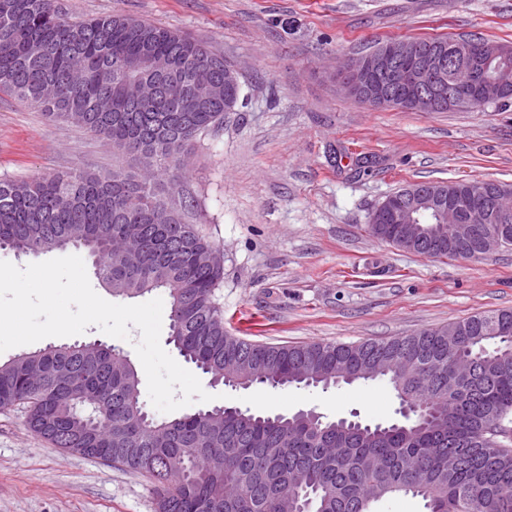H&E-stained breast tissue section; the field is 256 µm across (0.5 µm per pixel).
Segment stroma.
Here are the masks:
<instances>
[{
    "label": "stroma",
    "mask_w": 512,
    "mask_h": 512,
    "mask_svg": "<svg viewBox=\"0 0 512 512\" xmlns=\"http://www.w3.org/2000/svg\"><path fill=\"white\" fill-rule=\"evenodd\" d=\"M70 19L121 13L187 34L236 69L241 94L188 160L201 230L224 252V326L270 344L405 336L512 309V248L478 261L402 251L367 230L417 181L512 183V103L482 111L374 109L342 91L339 60L395 37L512 43V0H60ZM108 169L112 149L0 93V178ZM269 415L387 424L384 381L329 389L211 386ZM0 512H155L138 473L51 447L0 412Z\"/></svg>",
    "instance_id": "1"
}]
</instances>
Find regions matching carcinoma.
I'll return each mask as SVG.
<instances>
[{"label":"carcinoma","mask_w":512,"mask_h":512,"mask_svg":"<svg viewBox=\"0 0 512 512\" xmlns=\"http://www.w3.org/2000/svg\"><path fill=\"white\" fill-rule=\"evenodd\" d=\"M417 42L481 76L455 40ZM135 55L157 69L132 88L123 61ZM0 92L109 142L123 160L110 170L0 178L1 251L83 246L115 296L164 291L172 341L215 383L233 386L226 366L237 360L251 386L385 379L411 407L386 425L233 406L156 419L134 364L118 367L121 352L85 343L0 363V410L23 408L28 430L55 448L112 449L103 462L146 477L156 512H370L399 494L421 499L426 512H512L511 310L463 318L455 336L442 326L358 343L270 345L224 330V266L197 224L182 164L238 103L240 85H224V57L122 14L67 21L59 0H0ZM139 156L145 173L129 164ZM484 230L466 224L457 241L414 251L466 258Z\"/></svg>","instance_id":"carcinoma-1"}]
</instances>
